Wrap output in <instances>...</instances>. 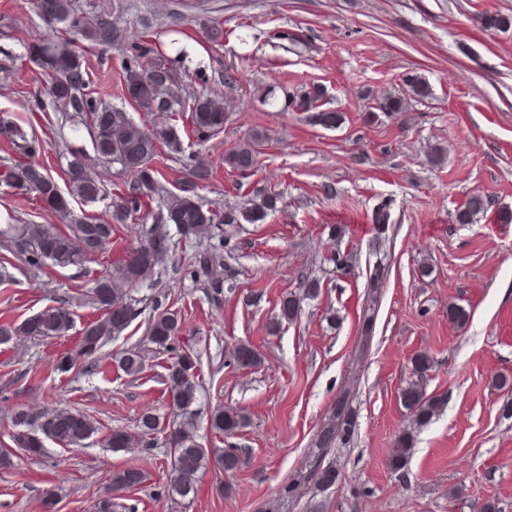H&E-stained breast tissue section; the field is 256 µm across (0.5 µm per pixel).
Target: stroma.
I'll return each mask as SVG.
<instances>
[{
    "instance_id": "35a3bbf8",
    "label": "stroma",
    "mask_w": 512,
    "mask_h": 512,
    "mask_svg": "<svg viewBox=\"0 0 512 512\" xmlns=\"http://www.w3.org/2000/svg\"><path fill=\"white\" fill-rule=\"evenodd\" d=\"M126 33L111 49L86 41V55L101 61L112 85L109 101L138 124L176 127L187 154L212 164L215 174L200 189L210 208L242 204L257 186L279 193V209L258 224L224 228V272L233 291L213 305L203 284L189 276L195 245L167 223L161 203L150 215L115 225L112 244L81 267L37 270L0 245V324L18 322L59 304L69 305L75 326L63 338L21 337L0 344V452L12 465L0 468V512H45V492L56 512H95L114 472L136 467L146 474L120 492L117 512H478L485 501L512 512V30L482 27L487 13L512 16V0H103ZM223 27L211 42L207 28ZM35 0H0V118L33 127L42 159L61 178L70 150L91 151L86 132H74L61 113L41 110L43 81L24 56L29 41L46 37ZM152 35L180 69L205 70L208 86L233 99L220 135L194 138L182 114H147L121 94L126 48ZM233 74V88L224 85ZM412 75L424 77L433 95L395 118L370 119L367 92H401ZM320 84L325 109L341 112L336 129L313 124L306 113L277 100L268 88L296 92ZM265 133L256 169L241 174L225 166L226 150ZM443 145L434 165L428 154ZM132 173L112 166L103 200L70 207L75 216L107 221L111 204ZM335 184L336 198L324 197ZM481 195L485 208L471 223L458 221L466 200ZM391 205L385 238L375 239L373 209ZM19 224L64 228L65 222L34 195L0 182V215ZM166 224L171 247L153 283L132 290L139 312L97 358L63 372L64 354H76L82 328L98 318L93 289L118 261L139 246L146 231ZM344 230L342 239L331 236ZM353 253L351 274L325 260L331 251ZM383 263L387 278L374 337L358 375L349 372L361 329L369 270ZM321 279L316 297L304 300L296 321L270 334L279 302L297 291L303 275ZM182 320L180 347L199 357L200 391L193 406L199 441L233 448L240 469L208 466L195 497H171L170 451L163 435L153 447L139 441L142 415L172 421L165 368L172 353L157 352L147 334L152 291ZM466 311L465 324L448 310ZM242 343L263 364L241 369L233 362ZM139 351L142 372L126 375L116 354ZM425 354L433 368L415 378L411 360ZM421 381L446 403L432 421L412 429L405 468L388 465L397 436L411 429L400 394ZM351 390L356 429L327 459L339 473L334 486L308 485L294 497L279 492L304 465L316 431L336 396ZM66 403L96 420L98 434L82 446L46 441L31 457L16 449L14 409L39 412ZM239 409L248 425L231 436L209 429L215 406ZM115 430L133 434L115 451Z\"/></svg>"
}]
</instances>
